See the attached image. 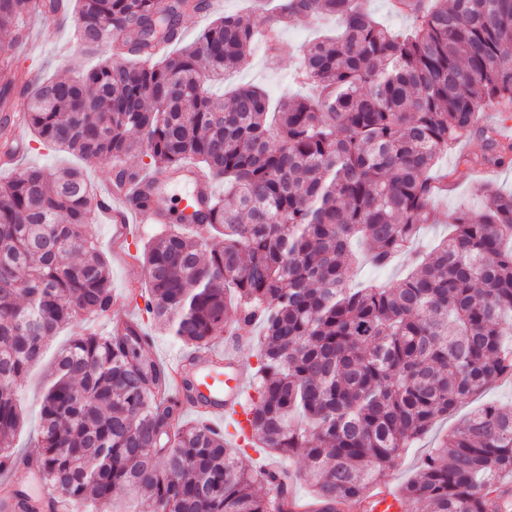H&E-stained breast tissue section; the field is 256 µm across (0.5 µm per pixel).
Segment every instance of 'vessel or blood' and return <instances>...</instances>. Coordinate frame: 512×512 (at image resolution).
<instances>
[{"mask_svg":"<svg viewBox=\"0 0 512 512\" xmlns=\"http://www.w3.org/2000/svg\"><path fill=\"white\" fill-rule=\"evenodd\" d=\"M183 182L188 187L185 197L180 200L184 215H192L201 197L208 191L204 179L193 168H183ZM139 188L127 185L121 192L95 195L91 207L98 222L112 225L118 240L130 239V227L134 224H162L168 221L170 209L165 204H156L145 210L135 206ZM241 336H231L224 349L223 360H215L210 353L199 354L192 364L176 360L169 368L175 385H182L184 378H192L196 393L191 409L206 423L233 419L246 423L244 402L249 379L248 368L239 362L236 349L241 345ZM38 475V467L32 462L16 464L11 475L5 479V492L0 493V512H69L56 502L48 492L34 497L27 488ZM372 512H405L402 495L393 488L383 486L372 496Z\"/></svg>","mask_w":512,"mask_h":512,"instance_id":"obj_1","label":"vessel or blood"}]
</instances>
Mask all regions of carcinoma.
Wrapping results in <instances>:
<instances>
[{
  "instance_id": "carcinoma-1",
  "label": "carcinoma",
  "mask_w": 512,
  "mask_h": 512,
  "mask_svg": "<svg viewBox=\"0 0 512 512\" xmlns=\"http://www.w3.org/2000/svg\"><path fill=\"white\" fill-rule=\"evenodd\" d=\"M88 51L127 35L97 69L33 82L0 54V103L22 86L24 125L120 186L193 164L224 182L143 248L145 311L190 352L224 328L260 324L256 399L246 446L304 471L258 468L226 433L182 413L150 337L118 319L107 336L72 337L40 405L39 470L54 497L110 512L114 495L152 512H294L290 486L312 487L309 512L364 505L401 453L465 397L512 379V193L480 185L484 206L390 288L356 287L364 258L386 268L434 224L452 173L440 158L472 136L474 170L512 167V142L478 123L512 112V0H399L395 34L362 0H278L268 23L342 19L312 44L296 77L313 99L268 111L266 95L210 84L245 58L254 30L224 14L191 44L181 19L205 0H76ZM70 0H0V47L23 40L30 13ZM136 155L135 166L127 158ZM92 186L78 168L30 167L0 182V442L22 427L19 381L58 329L112 311L108 261L90 232ZM512 407L487 403L452 428L402 490L427 512H502L512 500Z\"/></svg>"
}]
</instances>
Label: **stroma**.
<instances>
[{"mask_svg":"<svg viewBox=\"0 0 512 512\" xmlns=\"http://www.w3.org/2000/svg\"><path fill=\"white\" fill-rule=\"evenodd\" d=\"M76 14H68L60 19L40 20L26 19L28 29L23 42L14 50V56L20 68L42 77H65L72 75L75 63L83 67H93L98 60L109 56L108 48H100L95 55H85L80 46L73 43L76 26ZM341 23L336 19H326L311 25L300 21L284 28L281 45L276 54H269L262 41H254L247 63L235 70L224 80L225 91L240 87L262 89L271 104H278L294 97H309L314 93L310 85L298 82L294 71L308 45L321 35L340 29ZM19 137L26 151L19 158L22 166H46L52 168L79 167L98 189H106L111 178V167L105 163H87L80 157L66 152L51 150L35 141L27 130H20ZM441 169L453 170L454 185L448 196L435 200L434 206L442 221L437 225L425 226L418 239L419 249L425 250L439 242L448 233L446 220L449 215L463 209H474L479 205L476 187L481 181L494 183L499 188L512 190V169L501 168L479 177L466 167L455 164L454 156H446L440 162ZM157 230L156 225L141 224L135 227L129 241L115 245L111 225L96 224L92 231L110 264L112 292L118 302L112 307L111 316H102L92 321L91 327L97 332H107L112 317L136 320L142 325H149V318L144 317L140 306L126 301L125 296L131 288H144L145 270L138 255L145 243ZM73 334L72 327H65L51 337L45 347L42 360L35 365L21 381V400L25 421L17 431L12 446L17 453L34 454L32 436L39 423L40 398L45 377L56 353L65 347ZM487 402L512 404V381L496 385L482 395L462 400L448 417L438 420L432 429L412 448H409L397 461L389 479L395 489L404 485L416 474L426 456L436 447L440 437L471 411Z\"/></svg>","mask_w":512,"mask_h":512,"instance_id":"1","label":"stroma"}]
</instances>
